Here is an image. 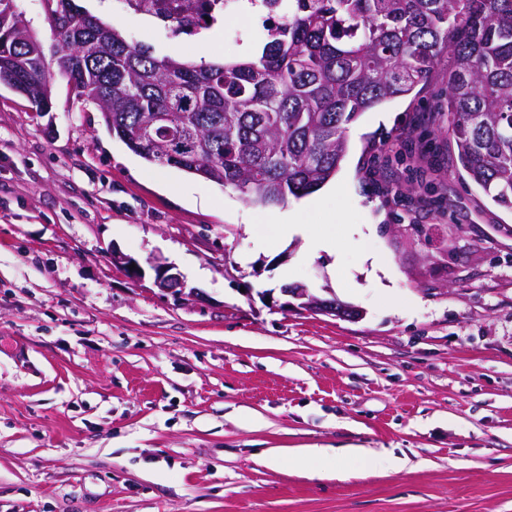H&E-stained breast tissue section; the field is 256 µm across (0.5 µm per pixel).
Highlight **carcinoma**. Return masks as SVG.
Here are the masks:
<instances>
[{"mask_svg": "<svg viewBox=\"0 0 512 512\" xmlns=\"http://www.w3.org/2000/svg\"><path fill=\"white\" fill-rule=\"evenodd\" d=\"M58 74L96 92L106 127L157 166L230 186L255 205L319 190L360 114L407 96L448 61L443 111L457 161L512 207V0H286L281 26L229 62L159 59L73 0H46ZM0 0V85L38 111L53 74Z\"/></svg>", "mask_w": 512, "mask_h": 512, "instance_id": "carcinoma-1", "label": "carcinoma"}]
</instances>
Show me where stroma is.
I'll use <instances>...</instances> for the list:
<instances>
[{
    "label": "stroma",
    "mask_w": 512,
    "mask_h": 512,
    "mask_svg": "<svg viewBox=\"0 0 512 512\" xmlns=\"http://www.w3.org/2000/svg\"><path fill=\"white\" fill-rule=\"evenodd\" d=\"M99 2L159 58L255 48ZM447 70L364 112L328 186L275 206L149 164L64 78L48 112L0 86V512H512V209L439 131ZM298 216L374 231L334 264L300 236L256 243L253 225ZM156 261L192 296L162 295ZM293 283L362 316L264 305ZM314 445L337 453L312 475L265 462Z\"/></svg>",
    "instance_id": "35a3bbf8"
}]
</instances>
